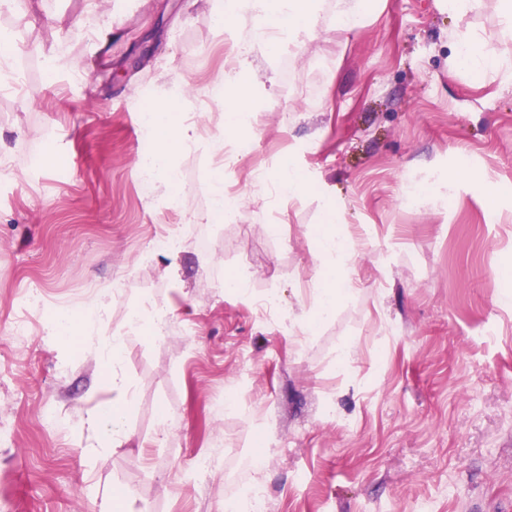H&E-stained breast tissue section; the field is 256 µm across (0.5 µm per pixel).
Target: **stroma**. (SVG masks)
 Listing matches in <instances>:
<instances>
[{
	"mask_svg": "<svg viewBox=\"0 0 512 512\" xmlns=\"http://www.w3.org/2000/svg\"><path fill=\"white\" fill-rule=\"evenodd\" d=\"M337 7L241 57L219 0H0L27 75L0 92V512H99L115 488L132 512H224L255 482L267 512H512V83L450 67L456 21L435 0H374L349 34ZM61 45L83 79L45 70ZM237 60L250 114L228 131L209 90ZM169 95L207 132L167 194L138 160L157 149L140 115ZM287 160L297 197L272 191ZM219 172L237 202L221 218ZM333 213L350 292L310 324L314 230ZM173 233L174 277L156 247ZM96 295L133 404L93 457L83 424L111 373L49 324ZM153 302L161 340L129 329Z\"/></svg>",
	"mask_w": 512,
	"mask_h": 512,
	"instance_id": "35a3bbf8",
	"label": "stroma"
}]
</instances>
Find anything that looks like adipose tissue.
I'll list each match as a JSON object with an SVG mask.
<instances>
[{"label":"adipose tissue","instance_id":"obj_1","mask_svg":"<svg viewBox=\"0 0 512 512\" xmlns=\"http://www.w3.org/2000/svg\"><path fill=\"white\" fill-rule=\"evenodd\" d=\"M478 0H437L441 10L452 14L458 21L453 42L458 52L464 53V68L481 72L497 67L512 78V0H497L499 29L490 31L486 39L496 42L500 50L487 56L482 42L475 40L464 21ZM218 23L225 31L234 33L249 26L248 44L266 51L296 43L300 34L312 32L317 23L315 0H224L218 13ZM485 39V40H486ZM181 104L174 98L161 100L146 114V123L157 142L156 177L162 188L173 189L175 174L173 156L188 149L201 138L197 124L184 122ZM321 266L317 273V286L312 291V308L322 316L332 313L347 292L349 284L337 279L339 269L354 259L351 245L335 231L333 224L322 226L318 235ZM105 304L92 300L86 308L82 324L76 325L68 312H58L52 319L56 335L67 336L80 343L97 347L104 363L112 369V404L90 416L87 430L97 441L120 439L124 434L125 412L132 403L129 386L119 371L122 342L119 338H103L97 323Z\"/></svg>","mask_w":512,"mask_h":512}]
</instances>
